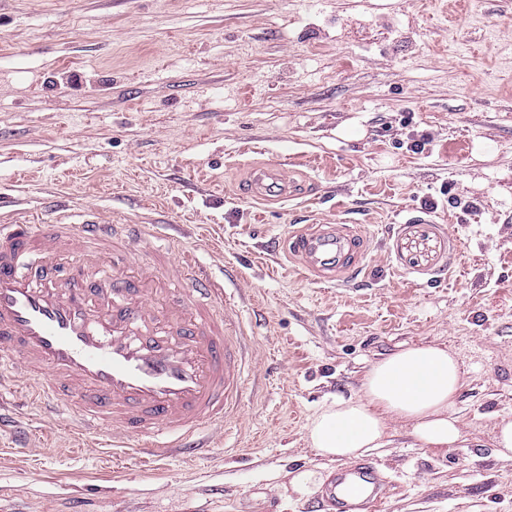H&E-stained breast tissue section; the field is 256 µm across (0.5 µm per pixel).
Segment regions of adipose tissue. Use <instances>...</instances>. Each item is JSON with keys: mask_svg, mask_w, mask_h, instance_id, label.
Instances as JSON below:
<instances>
[{"mask_svg": "<svg viewBox=\"0 0 512 512\" xmlns=\"http://www.w3.org/2000/svg\"><path fill=\"white\" fill-rule=\"evenodd\" d=\"M463 372L448 348L413 344L374 362L361 392L335 397L307 425L311 448L329 460L356 458L384 445L390 423L411 426L423 446L447 448L462 437L455 415Z\"/></svg>", "mask_w": 512, "mask_h": 512, "instance_id": "adipose-tissue-1", "label": "adipose tissue"}]
</instances>
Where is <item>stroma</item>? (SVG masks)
<instances>
[{"label": "stroma", "instance_id": "1", "mask_svg": "<svg viewBox=\"0 0 512 512\" xmlns=\"http://www.w3.org/2000/svg\"><path fill=\"white\" fill-rule=\"evenodd\" d=\"M274 163L287 199L243 195ZM60 205L184 226L246 296L257 379L190 460H116L25 407L0 512H313L287 473L354 462L309 447L310 417L423 343L464 373L463 436L438 452L391 424L381 512H512V0H0V213ZM307 224L357 230L359 271L285 259Z\"/></svg>", "mask_w": 512, "mask_h": 512}]
</instances>
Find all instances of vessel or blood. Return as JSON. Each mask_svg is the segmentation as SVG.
Segmentation results:
<instances>
[{"instance_id":"vessel-or-blood-1","label":"vessel or blood","mask_w":512,"mask_h":512,"mask_svg":"<svg viewBox=\"0 0 512 512\" xmlns=\"http://www.w3.org/2000/svg\"><path fill=\"white\" fill-rule=\"evenodd\" d=\"M287 193L282 168L253 171V199ZM140 244L150 259L132 262ZM361 245L315 229L292 233L282 250L321 273L324 257ZM251 358L234 293L194 255L90 210L51 224L0 222V371L23 367L33 405L113 455L136 440L155 460L207 448V430L238 412ZM325 497L336 512H379L377 463L337 471Z\"/></svg>"}]
</instances>
